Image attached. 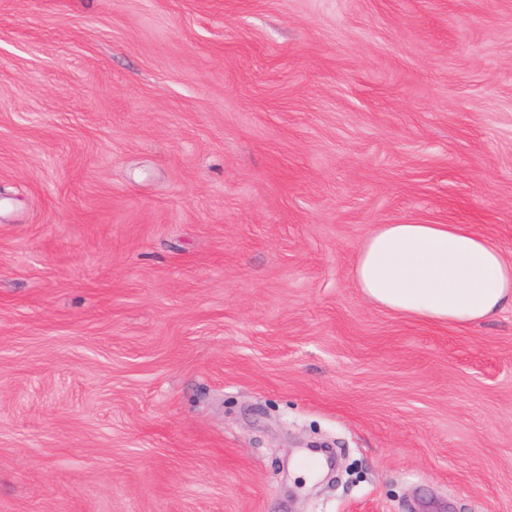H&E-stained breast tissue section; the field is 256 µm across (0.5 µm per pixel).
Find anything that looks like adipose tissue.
Here are the masks:
<instances>
[{"label": "adipose tissue", "mask_w": 512, "mask_h": 512, "mask_svg": "<svg viewBox=\"0 0 512 512\" xmlns=\"http://www.w3.org/2000/svg\"><path fill=\"white\" fill-rule=\"evenodd\" d=\"M354 277L373 304L432 323L475 324L512 302V260L462 224L381 225Z\"/></svg>", "instance_id": "obj_1"}]
</instances>
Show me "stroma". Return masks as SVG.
<instances>
[{"label":"stroma","mask_w":512,"mask_h":512,"mask_svg":"<svg viewBox=\"0 0 512 512\" xmlns=\"http://www.w3.org/2000/svg\"><path fill=\"white\" fill-rule=\"evenodd\" d=\"M409 222L512 259V0H0V512H512V306L355 285Z\"/></svg>","instance_id":"1"}]
</instances>
